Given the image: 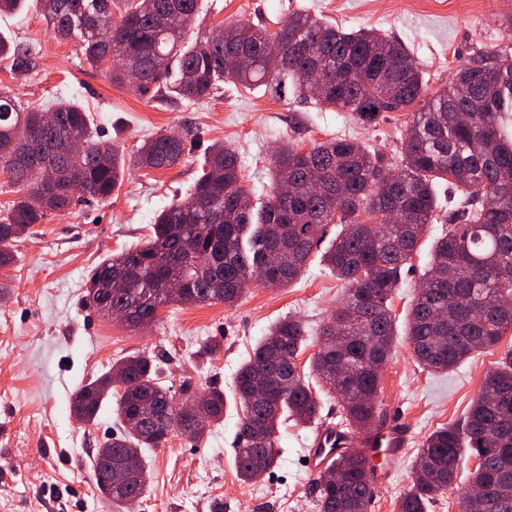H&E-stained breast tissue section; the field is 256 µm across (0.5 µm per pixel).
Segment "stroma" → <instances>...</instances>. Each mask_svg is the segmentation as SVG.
Segmentation results:
<instances>
[{
    "mask_svg": "<svg viewBox=\"0 0 512 512\" xmlns=\"http://www.w3.org/2000/svg\"><path fill=\"white\" fill-rule=\"evenodd\" d=\"M299 11L348 32L374 28L399 39L436 90L474 52L512 48V0H201L192 33L200 37L236 21L272 32ZM0 33L37 48L29 70L0 62V88L12 89L21 104L44 108L62 97L74 100L93 116L101 139L127 157L162 131L195 136L181 164L166 170L129 168L110 199L80 201L48 215L34 235L16 243L13 266L0 270V281L9 287L8 301L0 305V512H317L315 474L304 462L314 426L282 428L276 468L246 485L234 467L238 417L227 409L223 424L202 440L175 432L163 447L144 449L148 491L120 509L98 491L92 475L97 448L119 429L114 401L103 402L92 425L76 420L69 406L79 386L138 352L161 360L164 385L176 388L188 380L198 391L218 386L232 395L239 366L272 324L296 316L314 335L342 299L345 284L320 254H311L304 276L294 284L252 287L232 307L169 305L148 329L87 306L85 282L103 258L148 237L158 210L185 197L211 143L224 142L238 153L244 184L260 202L273 192L268 167L282 141L307 149L346 137L394 160L408 114L385 112L366 124L352 113L282 97L264 86L248 90L227 84L199 102L142 94L113 83L104 68L90 67L76 41L52 37L38 0L0 16ZM436 193L439 219L403 269L392 301L397 338L378 397L379 411L392 408L403 417L410 442L376 489L369 512H399L425 438L466 413L501 351L512 346L510 331L496 351L474 354L442 373L424 370L411 355L408 306L433 243L455 210L444 183H437ZM205 342L218 344V352L199 354Z\"/></svg>",
    "mask_w": 512,
    "mask_h": 512,
    "instance_id": "stroma-1",
    "label": "stroma"
}]
</instances>
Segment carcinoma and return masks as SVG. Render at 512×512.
<instances>
[{"label": "carcinoma", "mask_w": 512, "mask_h": 512, "mask_svg": "<svg viewBox=\"0 0 512 512\" xmlns=\"http://www.w3.org/2000/svg\"><path fill=\"white\" fill-rule=\"evenodd\" d=\"M39 2L55 38L78 40L90 66L107 65L112 82L138 92L197 102L225 83L249 90L275 85L366 122L383 112H411L397 165L345 137L308 150L284 143L271 161L273 193L258 209L236 151L209 145L189 192L158 211L150 236L106 257L88 276L87 300L98 312H119L140 327L157 322L167 305L232 306L252 284L298 281L336 226L322 261L346 288L310 358L318 387L298 367L308 333L293 316L272 325L237 370L234 460L242 482L276 467L282 423L321 419V389L337 396L347 431H374L382 368L396 337L391 302L402 269L438 220L436 181L464 197L435 240L410 304L415 361L430 371L452 370L475 352L494 350L512 329V305L500 303L512 298L511 55L478 52L434 91L400 40L368 29L346 32L305 11L272 33L238 21L187 47L200 0ZM275 42L288 52L273 50ZM30 57L31 47L0 37V60L21 66ZM188 153L185 138L161 131L138 148L134 163L170 169ZM37 163L55 170L56 192L40 195ZM125 165L78 103L23 108L1 89L0 174L21 196L0 220V270L13 265L14 243L47 215L68 209L74 196L109 198ZM174 282L180 290H170ZM159 368L145 353L120 358L71 401V414L92 423L104 400L115 398L122 431L97 449L93 468L96 487L117 507L148 486L124 475L127 460L142 459V449L161 447L176 430L198 440L224 420L223 389L199 395L185 382L176 394L161 383ZM115 376L128 382L121 392L112 391ZM467 452L481 460L470 486L482 495L463 493L465 512H512V478L500 467L502 458H512V348L487 372L464 417L425 438L399 512H428ZM368 467L362 450L338 453L314 479L318 512H368Z\"/></svg>", "instance_id": "carcinoma-1"}]
</instances>
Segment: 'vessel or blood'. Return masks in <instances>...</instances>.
<instances>
[{
	"instance_id": "1",
	"label": "vessel or blood",
	"mask_w": 512,
	"mask_h": 512,
	"mask_svg": "<svg viewBox=\"0 0 512 512\" xmlns=\"http://www.w3.org/2000/svg\"><path fill=\"white\" fill-rule=\"evenodd\" d=\"M410 431L405 422L396 414L388 413L384 426L375 433L360 437L341 432L340 429H321L314 436L308 450L307 460L310 469H322L338 452L346 448L377 446L383 448L387 465L378 469V478L390 476V468L399 460L409 442Z\"/></svg>"
}]
</instances>
